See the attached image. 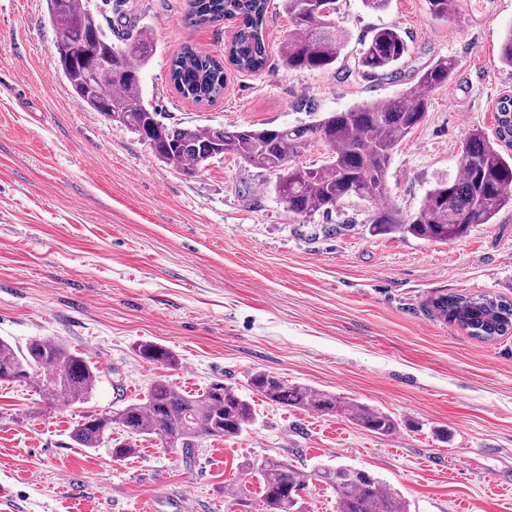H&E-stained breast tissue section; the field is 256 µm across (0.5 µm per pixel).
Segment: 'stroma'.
Instances as JSON below:
<instances>
[{
	"instance_id": "35a3bbf8",
	"label": "stroma",
	"mask_w": 512,
	"mask_h": 512,
	"mask_svg": "<svg viewBox=\"0 0 512 512\" xmlns=\"http://www.w3.org/2000/svg\"><path fill=\"white\" fill-rule=\"evenodd\" d=\"M135 2L130 15L123 0H85L113 29L151 28L143 95L183 127L310 123L402 94L434 59H455L453 79L393 156L388 195L406 213L458 176L469 131L494 133L497 100L512 96V68L499 60L512 0H458L445 21L425 0L380 11L338 0L341 58L302 72L281 62L291 24L281 0H269L266 67L226 66L224 94L210 105L176 92L169 63L186 44L226 57L233 27H191L186 0ZM383 27L409 50L398 76L379 79L357 58ZM274 182L232 154L191 177L160 163L72 92L45 0H0V337L20 347L55 339L100 370L91 399L75 406L0 384V512H138L146 497L154 512H175L183 495L191 512H228L230 494L258 498L248 465L268 455L306 472L369 471L409 512H512V332L483 342L432 307L450 294L512 301V208L448 244L374 238L366 202L302 218ZM327 223L338 232L325 234ZM145 341L173 351L176 366L142 361ZM260 370L385 411L397 429L378 436L343 415L272 403L248 388ZM159 376L191 394L224 382L256 420L238 437L201 440L191 461L151 437L122 460L106 444L75 446L82 413L142 397Z\"/></svg>"
}]
</instances>
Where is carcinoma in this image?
<instances>
[{
	"instance_id": "carcinoma-1",
	"label": "carcinoma",
	"mask_w": 512,
	"mask_h": 512,
	"mask_svg": "<svg viewBox=\"0 0 512 512\" xmlns=\"http://www.w3.org/2000/svg\"><path fill=\"white\" fill-rule=\"evenodd\" d=\"M49 23L61 47L56 49L60 70L73 92L107 121L116 123L148 143L154 157L182 174L192 176L208 162L212 149L234 154L246 164L277 175L275 193L293 215H329L341 201L357 198L371 204L366 220L372 237L399 234L446 244L461 239L475 224H490L498 212L512 208V119L497 112L494 135L476 129L462 146L460 175L429 190L418 210L403 214L385 202L387 175L399 144L423 122L430 95L452 79L457 62L439 57L423 67L407 92L383 101L366 102L332 112L317 122L277 128H187L163 122L162 112L144 101L141 71L155 51L153 33L142 30L112 42L95 14L80 0H45ZM456 0H426L429 12L446 20ZM336 0H282L294 27L281 47L283 64L294 71L333 68L346 34L336 25ZM268 0H187V18L195 27L230 17L237 22L229 59L240 71L256 73L268 60L266 16ZM408 52L401 33L380 28L364 45L357 61L373 76H393ZM170 81L184 98L211 104L224 94V62L186 44L170 62ZM318 140L329 148L324 164L295 162L301 149ZM434 308L444 320L469 335L492 342L512 329V302L486 293L451 294L438 298ZM139 357L153 364L174 366L177 359L164 345L144 342ZM31 382L48 404L85 403L96 388L99 371L76 349L50 338L18 348L0 338V375ZM252 391L276 404L312 408L323 415L344 414L355 425L388 436L396 421L388 413L347 401L309 385L290 383L264 371L250 375ZM105 423L84 413L72 429L80 448L112 443V457L134 452L145 435L165 448H179L184 458L194 454L198 441L236 437L255 421L254 406L234 388L215 382L200 394L183 392L170 380H151L143 398L104 412ZM126 439L112 441V428ZM252 469L260 478L261 494L250 503L254 512H304L298 491L309 475L287 461L267 456ZM315 479L336 493V512H408L400 493L376 480L366 482L352 467H324Z\"/></svg>"
}]
</instances>
